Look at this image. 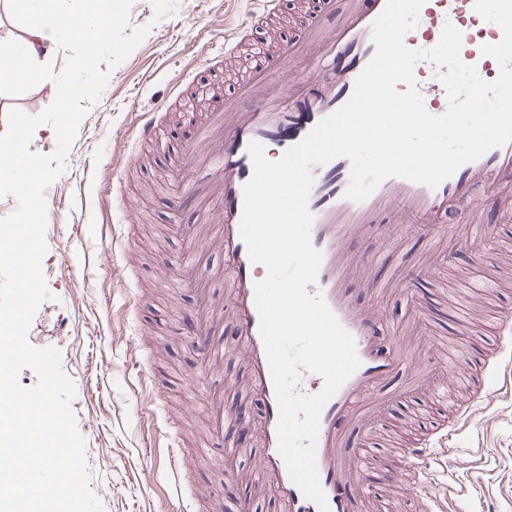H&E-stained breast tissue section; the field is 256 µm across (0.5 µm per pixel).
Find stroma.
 <instances>
[{
	"label": "stroma",
	"instance_id": "35a3bbf8",
	"mask_svg": "<svg viewBox=\"0 0 512 512\" xmlns=\"http://www.w3.org/2000/svg\"><path fill=\"white\" fill-rule=\"evenodd\" d=\"M252 0H178L175 12L154 21L152 0H135L131 26L152 24L153 30L112 73L101 97L79 123L63 172L46 188L45 242L42 272L51 294L38 308L28 330L38 346L61 352V365L75 384L72 403L77 427L85 442L90 487L104 512H172L186 506L191 512H210L211 505L232 512L242 491L254 494V512H278L274 499L256 490L251 476L260 450L249 440L248 453L238 466L242 478L229 483L223 476L224 448L209 442L205 416L206 391L222 388L225 406H252L254 400L227 378L244 377L245 361L232 328L224 330V364L210 375L197 377V360L189 345L184 318L197 306L195 292L176 288L160 256L176 257L183 239L177 224H193V209L174 212L164 178L184 170L187 177L204 172L187 165L183 148L207 113L224 103L235 79L224 63V32L247 22ZM201 87L188 99V109L160 119L158 136L141 147L130 131L144 110L162 105L172 86L190 79ZM140 155L133 166L116 164L119 155ZM114 174L123 187L118 211L98 209L96 180ZM122 235L132 255L127 265L103 264L97 256L111 250L113 235ZM500 254L484 249L478 264L457 253L448 267L430 279L414 281L422 301L436 319L435 337L441 348L480 360L492 334L464 340L449 325L447 313L455 300H466L469 288L458 283L459 267H475V279L494 270ZM142 356L161 378L157 395L137 391L134 356ZM430 376L449 382L444 396L455 405L468 389L464 363L433 362L419 354L407 371L410 379ZM425 390L383 406L374 426L371 450L399 480L393 490L374 485L369 512H415L413 493L403 480L398 449L418 441L429 416ZM177 420L184 438V468L189 481L174 488L165 460L153 454L148 420L152 416ZM456 468H449L441 447L429 457L434 483L430 488L436 512H512V400H497L454 438ZM465 485L462 495L449 497L448 471ZM208 488L210 503L197 502L192 485Z\"/></svg>",
	"mask_w": 512,
	"mask_h": 512
}]
</instances>
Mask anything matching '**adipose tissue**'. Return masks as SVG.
Wrapping results in <instances>:
<instances>
[{"label":"adipose tissue","instance_id":"ef3b65f1","mask_svg":"<svg viewBox=\"0 0 512 512\" xmlns=\"http://www.w3.org/2000/svg\"><path fill=\"white\" fill-rule=\"evenodd\" d=\"M13 11L30 14L23 34L7 55H0V86L20 85L35 69L49 66L59 34L95 45L112 31L109 12H98L95 0H8Z\"/></svg>","mask_w":512,"mask_h":512}]
</instances>
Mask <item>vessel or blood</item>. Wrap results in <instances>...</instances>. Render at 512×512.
I'll list each match as a JSON object with an SVG mask.
<instances>
[{"instance_id":"1","label":"vessel or blood","mask_w":512,"mask_h":512,"mask_svg":"<svg viewBox=\"0 0 512 512\" xmlns=\"http://www.w3.org/2000/svg\"><path fill=\"white\" fill-rule=\"evenodd\" d=\"M284 0H262L249 23L224 36V53L232 55L254 28L268 27L283 10ZM386 0H310L300 27L279 37L271 52L253 65L224 99V109L209 113L184 149L207 180L182 179L173 183L171 203L175 210L204 202L207 212L199 224L182 226L187 247L177 261L178 283L198 288L194 269L199 253L194 243L208 241L222 257L220 274L224 295L214 298L202 293L199 311L192 322L191 346L203 369H218L224 362V339L217 330L224 315H231L234 333L246 364L245 388L260 402L258 416L229 410L224 393L213 389L206 396L211 434L222 443L227 464L225 480L239 476L235 461L243 449L237 437L224 433L225 426L254 433L262 450L258 470L259 487L272 494L279 512H318L291 480L277 448L278 405L259 331L254 284L263 280L262 265L252 263L240 236L243 186L253 171L247 146L261 142L269 159L276 160L304 139L325 117L350 98L357 76L375 52L372 26ZM463 34L460 57L475 66L482 80L493 81L500 72L497 61L482 55L486 44L498 43L501 28L483 19L474 0H426L417 27L407 33L405 43L413 49L435 46L445 25ZM288 73L292 81L286 91L259 95L270 84L274 72ZM427 110L435 115L446 111L445 86L428 61L414 68ZM159 119L155 112L140 113L134 128L137 141L155 138ZM314 185L309 209L314 215L311 240L323 254L316 288L320 290L342 326L357 346L360 367L325 404L317 441V466L330 512H361L364 491L360 456L349 450L363 444L378 410L393 396V384L406 370L407 353L400 345L403 336L415 335L416 320L399 325L380 315V306L391 294L414 301V289L405 287L404 273L383 274L364 250L365 234H381L392 224H430L435 235L426 237L422 268L438 264L448 253L449 242L479 255L490 240L477 201H484L498 218L512 219V143L490 150L477 161L461 166L437 188L402 178L383 181L365 201L345 199L350 162L339 158L314 167ZM496 339L483 358L472 392L481 404L488 389L512 393V363L504 353L512 348V310L493 315ZM154 432L166 442L167 475L182 485L184 455L182 438L171 423L155 425ZM429 442L406 449L413 486H420L428 471L425 460Z\"/></svg>"}]
</instances>
